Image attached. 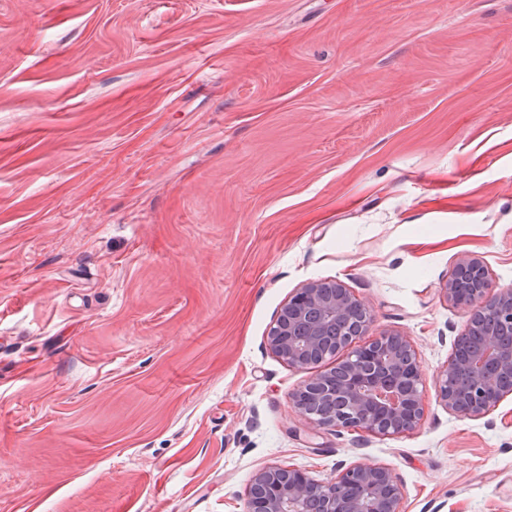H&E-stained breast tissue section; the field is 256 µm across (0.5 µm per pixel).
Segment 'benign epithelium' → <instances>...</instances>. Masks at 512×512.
I'll return each instance as SVG.
<instances>
[{
	"label": "benign epithelium",
	"mask_w": 512,
	"mask_h": 512,
	"mask_svg": "<svg viewBox=\"0 0 512 512\" xmlns=\"http://www.w3.org/2000/svg\"><path fill=\"white\" fill-rule=\"evenodd\" d=\"M440 293L469 319L436 378L437 397L458 416H484L512 394V289H492L482 261L463 254ZM371 322L368 307L338 280L308 282L281 306L267 348L309 373L291 403L313 426L395 436L422 421V379L410 340L391 333L356 344ZM400 500L392 471L369 461L327 484L275 466L253 475L245 512H399Z\"/></svg>",
	"instance_id": "benign-epithelium-1"
}]
</instances>
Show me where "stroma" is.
<instances>
[{"instance_id": "1", "label": "stroma", "mask_w": 512, "mask_h": 512, "mask_svg": "<svg viewBox=\"0 0 512 512\" xmlns=\"http://www.w3.org/2000/svg\"><path fill=\"white\" fill-rule=\"evenodd\" d=\"M472 254L512 288V0H0V512H243L388 467L401 512H512V395L436 376ZM336 279L424 418L313 428L265 347Z\"/></svg>"}]
</instances>
